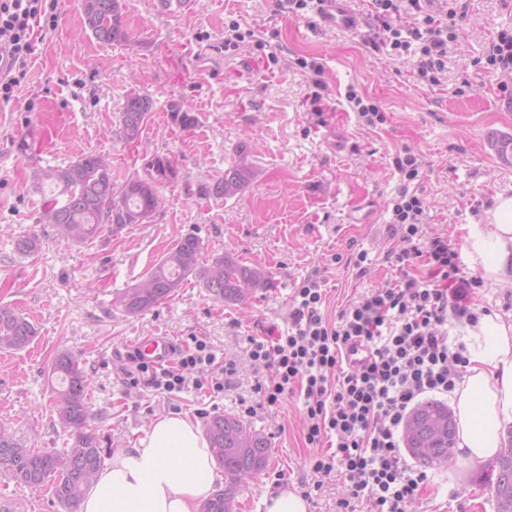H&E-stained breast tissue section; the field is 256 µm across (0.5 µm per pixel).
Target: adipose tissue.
Returning a JSON list of instances; mask_svg holds the SVG:
<instances>
[{
    "mask_svg": "<svg viewBox=\"0 0 512 512\" xmlns=\"http://www.w3.org/2000/svg\"><path fill=\"white\" fill-rule=\"evenodd\" d=\"M466 252L486 281L512 283V197H498L484 224L470 225ZM469 362L450 394L459 459L485 461L512 425V322L483 313L471 327ZM221 479L206 436L190 418L154 420L134 446L99 470L81 512H198Z\"/></svg>",
    "mask_w": 512,
    "mask_h": 512,
    "instance_id": "1",
    "label": "adipose tissue"
}]
</instances>
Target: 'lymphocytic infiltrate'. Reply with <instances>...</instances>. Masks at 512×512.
I'll list each match as a JSON object with an SVG mask.
<instances>
[{
	"instance_id": "f902f5d3",
	"label": "lymphocytic infiltrate",
	"mask_w": 512,
	"mask_h": 512,
	"mask_svg": "<svg viewBox=\"0 0 512 512\" xmlns=\"http://www.w3.org/2000/svg\"><path fill=\"white\" fill-rule=\"evenodd\" d=\"M382 30L380 42L393 53L418 47L422 78L443 72L448 41L454 38L456 7L448 0H369ZM57 0H0V102H11L27 76L34 29H53ZM409 26L393 24L398 15ZM406 185L392 207L390 226L398 245L390 256L396 279L342 309L336 323L321 313L325 290L308 277L296 290L287 335L248 339L249 358L267 371L255 393L274 406L292 394L304 398L303 435L318 451L314 473L327 476L342 468L348 481L337 506L348 512L352 500L366 499L369 512H407L427 480L425 471L407 466L398 431L417 398L427 392H451L468 362L465 344L449 340V319L475 321L467 304L475 278L466 277L458 252L439 237L426 238V204L409 182L419 176L414 155L396 158ZM431 277L417 279L411 270L419 261ZM365 355L351 360L357 350ZM232 363L217 362L209 343L192 337L178 349L173 365L162 367L133 358L127 370L130 385L165 393L194 382L220 392ZM335 436L334 454L321 448Z\"/></svg>"
}]
</instances>
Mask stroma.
<instances>
[{
    "label": "stroma",
    "instance_id": "35a3bbf8",
    "mask_svg": "<svg viewBox=\"0 0 512 512\" xmlns=\"http://www.w3.org/2000/svg\"><path fill=\"white\" fill-rule=\"evenodd\" d=\"M123 12L130 42L106 44L85 31L81 0L58 6L54 29L36 35L15 100L0 103V304L37 329L25 349L0 353V427L28 448L65 447L70 434L55 422L51 364L69 351L90 382L87 427L111 436L113 450L132 447L170 413L200 424L216 413L242 415L268 438L270 457L241 487L239 512H265L266 494L281 486L306 494L309 512H336L345 487L330 477L313 488L302 399L258 406L251 388L263 370L252 364L247 339L287 331L294 291L311 274L325 281L322 311L332 322L392 278L388 206L405 184L395 166L403 152L418 160L410 185L426 202L428 236L463 247L468 225L487 223L495 197H512V162L496 146L512 138V75L486 63L500 31L512 30V0H465L435 85L419 76L417 50L390 55L369 43L368 24L325 28L314 10L293 11L286 0H124ZM233 21L249 33L234 47L224 43ZM304 60L320 64L321 74L301 68ZM351 89L371 99L385 123L371 126L352 112ZM132 90L151 98L153 112L129 144L121 112ZM177 108L194 115V125L182 127ZM243 146L254 179L235 197L211 195ZM83 154L108 155L118 185L146 177L156 157L175 176L160 184L163 203L145 223L107 226L74 244L44 220L33 174ZM26 234L39 238L36 254L17 251ZM187 236L198 238L203 259L227 252L265 269L269 287L245 309L213 300L192 278L144 314L117 307L116 296ZM362 250L363 275L350 262ZM148 336L180 345L205 338L236 371L212 396L191 386L173 396L130 386L129 357ZM483 470L456 458L427 468L410 512H495ZM0 512L64 510L50 484L21 485L0 470Z\"/></svg>",
    "mask_w": 512,
    "mask_h": 512
}]
</instances>
